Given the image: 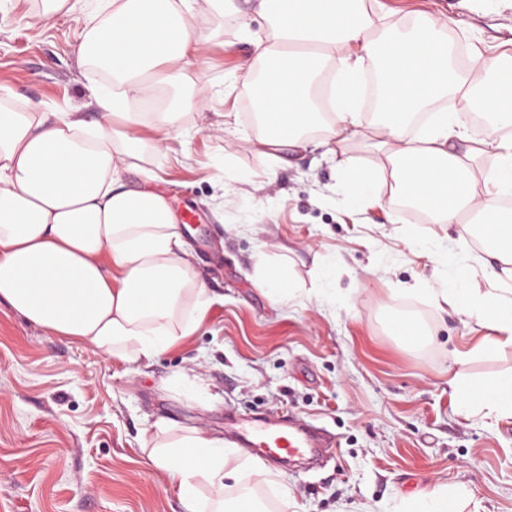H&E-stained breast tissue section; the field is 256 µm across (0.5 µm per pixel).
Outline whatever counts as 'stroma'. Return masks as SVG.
Here are the masks:
<instances>
[{
    "label": "stroma",
    "mask_w": 512,
    "mask_h": 512,
    "mask_svg": "<svg viewBox=\"0 0 512 512\" xmlns=\"http://www.w3.org/2000/svg\"><path fill=\"white\" fill-rule=\"evenodd\" d=\"M395 20L419 11L463 19L482 46L512 41V0H383ZM87 13L40 23L30 0L0 12V103L41 101L97 118L77 45ZM470 36V37H471ZM203 80L162 152L144 150L123 175L193 215L187 240L212 302L199 329L152 362L132 364L46 332L0 302V512H187L167 475L149 467L142 434L162 420L174 433L198 426L224 436L228 417L293 414L334 437L338 449L304 465L268 464L226 499L250 494L264 512H400L434 484L463 492L459 512H512V423L461 412L459 385L512 373V347L482 345L476 324L425 293L454 272L415 245L436 234L458 250L456 226L420 212L358 209L317 134L284 164L256 151L238 65L252 46L232 21L195 33ZM236 114L222 130L223 109ZM277 177L265 184V174ZM248 175L244 190L236 173ZM286 265L297 283L285 304L256 284L262 265ZM410 317L429 331L419 348L395 328Z\"/></svg>",
    "instance_id": "stroma-1"
}]
</instances>
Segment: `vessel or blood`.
<instances>
[{
	"instance_id": "vessel-or-blood-1",
	"label": "vessel or blood",
	"mask_w": 512,
	"mask_h": 512,
	"mask_svg": "<svg viewBox=\"0 0 512 512\" xmlns=\"http://www.w3.org/2000/svg\"><path fill=\"white\" fill-rule=\"evenodd\" d=\"M238 447L250 449L261 458H301L320 447L321 438L307 422L295 416L259 417L233 430Z\"/></svg>"
}]
</instances>
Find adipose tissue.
Masks as SVG:
<instances>
[{
  "instance_id": "ef3b65f1",
  "label": "adipose tissue",
  "mask_w": 512,
  "mask_h": 512,
  "mask_svg": "<svg viewBox=\"0 0 512 512\" xmlns=\"http://www.w3.org/2000/svg\"><path fill=\"white\" fill-rule=\"evenodd\" d=\"M262 34L249 33L238 0H96L79 55L109 76L93 96L99 118L0 105V301L47 332L135 364L192 335L210 303L195 253L166 197L126 189L127 158L144 145L142 105L179 89L202 66L195 29L239 17L253 52L239 70L262 118L254 146L303 149L320 126L343 187L359 207L398 202L460 228L457 275L428 289L484 329L485 345L512 347V51L472 48L468 67L448 60L445 15L421 13L411 28L390 21L381 0H255ZM378 76L377 110L363 119L366 69ZM461 99L462 109H439ZM429 113L420 135L415 116ZM486 117L483 131L469 117ZM378 158L359 163L355 147ZM494 156V169L483 160ZM480 234L499 269L471 275L467 238ZM462 411L512 419V375L459 393ZM239 453L193 427L158 443L147 465L164 471L195 504L200 486L226 512L225 479Z\"/></svg>"
}]
</instances>
